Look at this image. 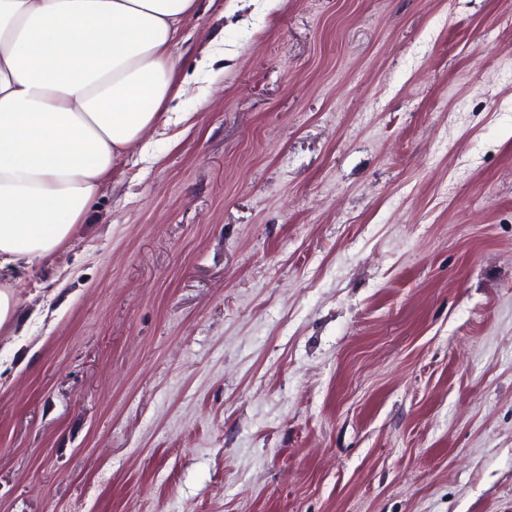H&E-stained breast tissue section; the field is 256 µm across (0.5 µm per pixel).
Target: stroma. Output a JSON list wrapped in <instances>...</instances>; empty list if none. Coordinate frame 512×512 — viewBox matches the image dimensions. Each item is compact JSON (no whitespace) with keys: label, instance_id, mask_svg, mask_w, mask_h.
<instances>
[{"label":"stroma","instance_id":"35a3bbf8","mask_svg":"<svg viewBox=\"0 0 512 512\" xmlns=\"http://www.w3.org/2000/svg\"><path fill=\"white\" fill-rule=\"evenodd\" d=\"M199 3L17 284L0 512H512V0Z\"/></svg>","mask_w":512,"mask_h":512}]
</instances>
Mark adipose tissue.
I'll list each match as a JSON object with an SVG mask.
<instances>
[{"mask_svg":"<svg viewBox=\"0 0 512 512\" xmlns=\"http://www.w3.org/2000/svg\"><path fill=\"white\" fill-rule=\"evenodd\" d=\"M196 0H0V331L19 265L57 254L122 158L171 119Z\"/></svg>","mask_w":512,"mask_h":512,"instance_id":"1","label":"adipose tissue"}]
</instances>
